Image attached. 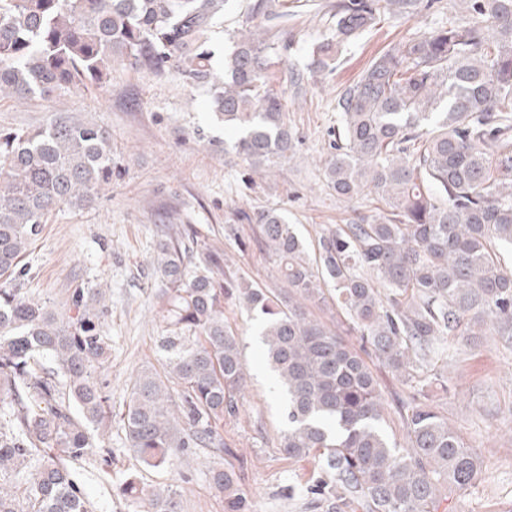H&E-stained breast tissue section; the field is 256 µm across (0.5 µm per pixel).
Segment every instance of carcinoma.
<instances>
[{"label": "carcinoma", "instance_id": "carcinoma-1", "mask_svg": "<svg viewBox=\"0 0 512 512\" xmlns=\"http://www.w3.org/2000/svg\"><path fill=\"white\" fill-rule=\"evenodd\" d=\"M412 15L422 0H339L334 36L313 47L324 70L341 47L381 22V2ZM228 0H0V96L49 98L112 63L175 73L208 89L254 172L292 157L283 99L268 87L270 44L246 26L223 69L208 33ZM466 15L380 52L340 95L341 127L324 179L336 196L373 195L386 213L320 235L310 257L275 210L254 216L285 288L224 279V254L157 244L164 288L158 352L164 373L135 379L122 422L147 466L186 448L224 447V415L247 384L239 338L224 321L237 299L261 318L267 361L286 398L280 441L290 458L318 457L320 512H438L443 487L480 472L458 429L420 400L442 342L512 344V0H459ZM112 183L103 127L60 113L34 132H0V277L10 278L56 208H79ZM105 292L77 288L60 316L21 289L0 287V512H92L73 464L94 456L112 425L102 371L110 343ZM334 304L372 354L413 390L401 403L404 444L385 433V398L361 353L311 304ZM178 386L173 401L166 381ZM224 512H250L233 465L212 472ZM151 512H176L152 494Z\"/></svg>", "mask_w": 512, "mask_h": 512}]
</instances>
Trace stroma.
Listing matches in <instances>:
<instances>
[{
    "instance_id": "1",
    "label": "stroma",
    "mask_w": 512,
    "mask_h": 512,
    "mask_svg": "<svg viewBox=\"0 0 512 512\" xmlns=\"http://www.w3.org/2000/svg\"><path fill=\"white\" fill-rule=\"evenodd\" d=\"M248 3L228 0L209 37L216 51H229L249 21L273 45L269 86L284 99L295 139L292 158L272 167L268 177L255 174L232 149L206 91L172 73L118 62L104 88L26 102L0 97L2 132L35 131L64 112L112 136L111 188L89 207L57 210L16 275L25 295L50 302L61 314L68 312L74 289L107 292L102 324L111 355L103 376L112 395V429L105 452L78 465L95 512H148L149 497L159 490L175 497L178 512H224L211 474L230 465L252 512H316L306 489L319 475L317 461L281 452L283 401L256 316L237 301H225L224 319L240 339L249 378L238 413L224 419L223 450L190 448L159 468L145 467L130 450L122 414L131 381L161 367L157 296L163 284L156 246L169 236L185 240L197 233L200 243L223 252L225 277L278 288L279 270L256 245L258 228L247 214L278 211L311 246L325 228L377 215V202L341 200L323 185L340 124L338 96L382 49L461 17L458 0H429L410 17L385 12L375 29L344 47L337 65L315 72L309 68L312 49L333 36L337 0H279L273 19L248 18ZM444 350L454 358L452 379L432 387L429 397L478 454L482 473L465 489L446 492L439 512H512V347L489 337L478 348L451 340ZM132 475L142 495H121Z\"/></svg>"
}]
</instances>
